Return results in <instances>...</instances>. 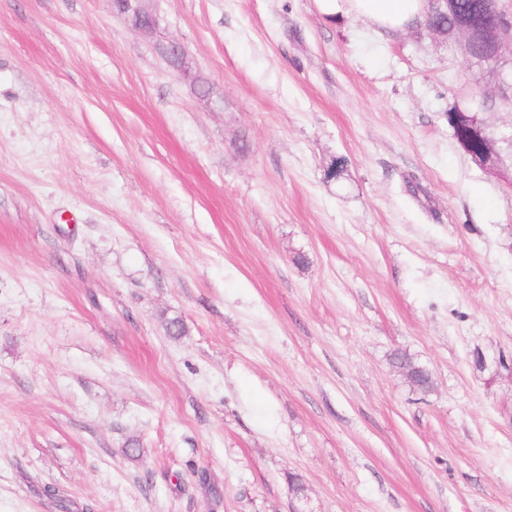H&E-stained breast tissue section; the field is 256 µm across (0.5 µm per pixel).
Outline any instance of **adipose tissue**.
Returning a JSON list of instances; mask_svg holds the SVG:
<instances>
[{"mask_svg": "<svg viewBox=\"0 0 512 512\" xmlns=\"http://www.w3.org/2000/svg\"><path fill=\"white\" fill-rule=\"evenodd\" d=\"M322 14L329 18L344 15L363 17L381 28L400 30L419 19L425 0H318Z\"/></svg>", "mask_w": 512, "mask_h": 512, "instance_id": "ef3b65f1", "label": "adipose tissue"}]
</instances>
